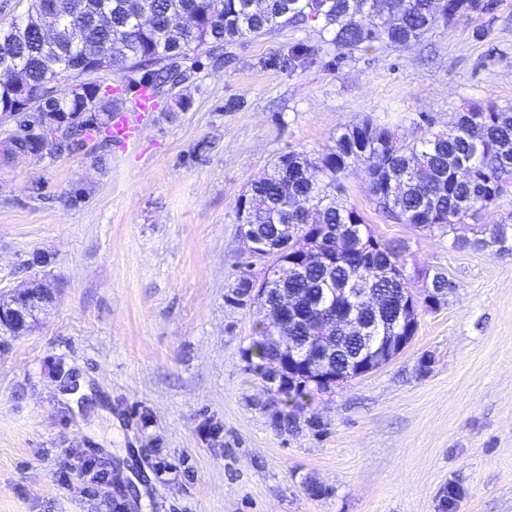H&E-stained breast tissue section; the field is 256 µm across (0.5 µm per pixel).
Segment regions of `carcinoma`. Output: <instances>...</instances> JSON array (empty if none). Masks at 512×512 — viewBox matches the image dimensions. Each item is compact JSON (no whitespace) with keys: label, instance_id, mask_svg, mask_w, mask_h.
Segmentation results:
<instances>
[{"label":"carcinoma","instance_id":"carcinoma-1","mask_svg":"<svg viewBox=\"0 0 512 512\" xmlns=\"http://www.w3.org/2000/svg\"><path fill=\"white\" fill-rule=\"evenodd\" d=\"M147 7L161 24L174 12L196 19L194 28L166 33L140 22ZM493 0H58L57 32L61 50L47 44L41 24H21L19 19L0 22V63L21 70L30 91L47 96L44 111L68 118L54 155L77 153L93 143L88 156L102 160L100 151L112 145V120L123 109L119 89L81 80L69 73L84 52L107 58L118 56L129 88H144L152 97L191 81L195 67L186 65L189 53L215 55L247 36L273 33L282 27L319 21L332 34L338 50L368 51L378 45H407L431 29L448 26L462 17L487 13ZM85 18L82 40L71 42L68 26L74 13ZM98 99L96 122L82 118L86 98ZM35 143L26 132L4 147L7 153H26ZM462 159L470 161L473 176L456 175ZM365 174L368 195L386 219L409 224L439 237L453 236L457 248L485 249L478 240L462 243L454 237L455 225L496 206L503 189L512 184V109L493 102L462 112L459 122L443 130H428L412 142L400 141L366 120L341 126L332 152L312 158L304 152L279 156L271 169L258 176L236 201L237 221L257 225L261 235L278 241L283 225H310L324 231L321 258L299 263L284 278L261 282L264 289L255 304L254 336L244 352L250 354L249 372L263 379V369L281 360V342L268 331L263 311L275 310L282 299L295 309L307 307L311 297L327 288L336 291V313L347 310L360 319L377 323L380 335H391L400 295L405 289L401 271L407 270L406 250L378 237L356 206L343 199V179L352 167ZM370 236L373 247L351 253L342 244ZM365 289L368 298L346 300L342 290ZM297 346L311 335L305 319L282 330ZM385 360L384 347L366 348L354 336H331L330 364L347 372L358 358ZM320 367L308 361L288 368L283 363L273 384L280 404L279 431L290 429L292 416L305 409L321 386Z\"/></svg>","mask_w":512,"mask_h":512}]
</instances>
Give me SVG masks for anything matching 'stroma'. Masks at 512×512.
<instances>
[{"instance_id":"obj_1","label":"stroma","mask_w":512,"mask_h":512,"mask_svg":"<svg viewBox=\"0 0 512 512\" xmlns=\"http://www.w3.org/2000/svg\"><path fill=\"white\" fill-rule=\"evenodd\" d=\"M141 113L135 144L0 160V295L47 288L0 334V512H114L86 462L138 485L127 512H512V249L452 247L346 196L408 269L456 291L387 365L277 431L226 303L264 264L236 200L279 155L320 157L365 119L411 140L512 107V0L407 46L340 53L311 21L226 46ZM326 489L310 496L307 481Z\"/></svg>"}]
</instances>
